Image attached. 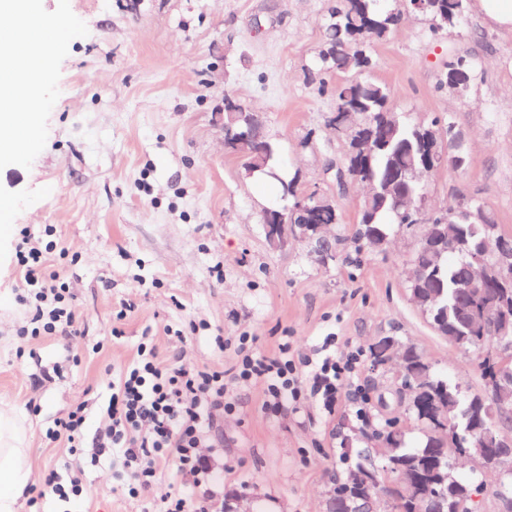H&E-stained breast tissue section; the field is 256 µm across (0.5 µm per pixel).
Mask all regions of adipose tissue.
<instances>
[{
    "mask_svg": "<svg viewBox=\"0 0 512 512\" xmlns=\"http://www.w3.org/2000/svg\"><path fill=\"white\" fill-rule=\"evenodd\" d=\"M59 33L39 35L15 27L0 31V159L14 150L18 118L15 85L43 84L47 78V56L59 45ZM25 431L16 414L0 406V512H16V504L29 483Z\"/></svg>",
    "mask_w": 512,
    "mask_h": 512,
    "instance_id": "obj_1",
    "label": "adipose tissue"
}]
</instances>
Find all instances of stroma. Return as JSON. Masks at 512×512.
Returning a JSON list of instances; mask_svg holds the SVG:
<instances>
[{
  "label": "stroma",
  "instance_id": "stroma-1",
  "mask_svg": "<svg viewBox=\"0 0 512 512\" xmlns=\"http://www.w3.org/2000/svg\"><path fill=\"white\" fill-rule=\"evenodd\" d=\"M334 0H42L20 19L40 30L65 24V43L40 90L16 86L23 115L12 164H0V225L14 247L21 225H52L67 254L59 260L81 311L73 342L39 340L17 356L16 331L27 309L16 299L14 257L0 261V405L24 421L32 479L63 465L67 449L48 447L45 433L70 406L84 403L95 427L105 402L104 373L129 361L143 334L160 354L180 352L199 366L235 360L234 338L253 337L261 353L281 343L317 359L326 338L338 356L368 352L381 336L415 345L436 374L463 395L482 387L474 354L438 336L407 290L410 258L423 231L391 228L384 248L359 264H322L303 241L271 248L263 212L279 206L276 181L247 175L229 155L215 114L232 96L266 120L277 170L301 188L334 195L343 222L354 223L366 193L339 189L328 162L345 144L326 125L336 109L339 73H321L316 51ZM395 32L370 48L373 79L385 83L403 121L452 122L469 163L438 167L424 206L455 196L483 200L512 234V30L487 25L467 6L459 25L434 30L425 13L402 0ZM478 63L469 88L439 85L448 60ZM134 299L124 335L113 340L116 312ZM182 331L185 342L168 337ZM228 343L217 349L214 338ZM62 375L47 378L53 366ZM370 398L360 420L350 398ZM394 372L362 360L344 383L346 396L326 417L307 403L275 419L262 410L265 387L253 384L224 417V494L242 512H323L334 481L360 449L376 450L375 429L398 418L408 445L422 435L396 402ZM86 498L69 512H137L115 492V468L86 469Z\"/></svg>",
  "mask_w": 512,
  "mask_h": 512
}]
</instances>
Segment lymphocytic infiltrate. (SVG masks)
Here are the masks:
<instances>
[{"mask_svg": "<svg viewBox=\"0 0 512 512\" xmlns=\"http://www.w3.org/2000/svg\"><path fill=\"white\" fill-rule=\"evenodd\" d=\"M58 244L26 224L16 244L20 304L28 321L17 335L25 342L67 339L81 333L77 300L54 264ZM360 365L359 352L344 358L328 353L307 374H300L288 349L268 356L256 351L251 337L238 339L237 358L227 368L182 362L178 354L161 356L154 337H143L135 356L112 373L107 402L94 434L85 429V407L71 406L45 434L49 444L75 455L65 472L49 468L38 497L67 503L83 497L85 467L119 461L120 485L129 498L141 500L143 512H224V416L232 412L229 386L241 389L260 382L266 387L263 408L273 417L298 411L302 400L317 402L334 416L343 381ZM180 484L161 498L151 490L164 471Z\"/></svg>", "mask_w": 512, "mask_h": 512, "instance_id": "1", "label": "lymphocytic infiltrate"}]
</instances>
